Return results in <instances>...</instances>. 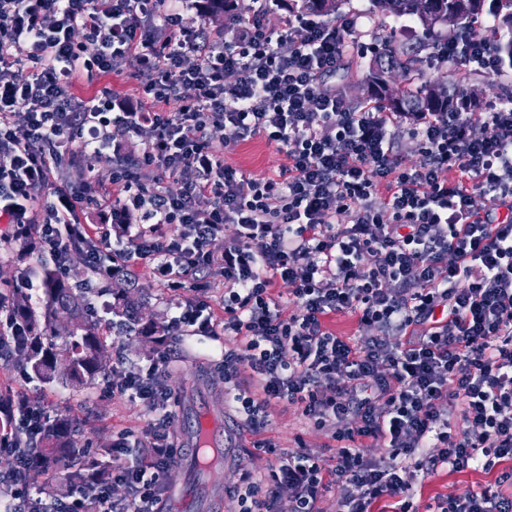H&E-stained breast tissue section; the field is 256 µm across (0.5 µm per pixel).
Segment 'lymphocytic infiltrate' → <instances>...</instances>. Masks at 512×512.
Masks as SVG:
<instances>
[{"label":"lymphocytic infiltrate","instance_id":"lymphocytic-infiltrate-1","mask_svg":"<svg viewBox=\"0 0 512 512\" xmlns=\"http://www.w3.org/2000/svg\"><path fill=\"white\" fill-rule=\"evenodd\" d=\"M205 16L204 0H0V223L7 239L49 253L65 275L69 247L83 250L101 280L140 269L180 291L206 272L224 225V318L206 302L186 303L168 328L185 336L234 339L224 376L246 415L255 447L264 411L288 402L330 431L331 460L307 448L280 454L271 482L242 468L238 488L249 512H322L335 493L338 512H369L382 497L406 495L418 478L512 461V102L492 112L350 110L322 77L336 70L356 22L262 10L226 39L221 28L185 25ZM438 60L485 74L499 70L494 48L451 35L436 39ZM132 66L151 72L138 105L102 93L71 99L86 74ZM422 146L417 165L393 151L398 129ZM264 135L285 149L279 175L253 179L214 148L221 136ZM84 136L75 189L49 191L63 147ZM138 138L134 165L117 164L111 191L92 162ZM459 170L461 179L449 178ZM177 180L179 191L166 183ZM488 196L480 211L474 194ZM385 196L377 206V196ZM92 205L110 221L82 222ZM133 248L113 249L112 227ZM113 251L109 265L98 256ZM287 283L297 311L282 317L274 282ZM354 313L367 333L351 340L325 320ZM398 336V344L387 336ZM167 352L125 373L114 391L154 414L149 442L132 461L114 457L112 476L129 493L114 501L90 486L84 498L43 512H163V474L176 457L177 399L161 380ZM383 447L375 458L355 439ZM512 469L478 492L438 502L439 512H512Z\"/></svg>","mask_w":512,"mask_h":512}]
</instances>
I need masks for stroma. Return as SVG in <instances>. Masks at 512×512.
Wrapping results in <instances>:
<instances>
[{"label": "stroma", "instance_id": "1", "mask_svg": "<svg viewBox=\"0 0 512 512\" xmlns=\"http://www.w3.org/2000/svg\"><path fill=\"white\" fill-rule=\"evenodd\" d=\"M370 0H346L343 15L358 17V29L347 39V55L343 68L328 76L329 84L352 105L362 104L366 90L360 83L359 74L365 73L371 60L372 50L378 45L379 36L386 35L396 41H410L419 33L418 26L410 20L370 14ZM357 71V78H349L347 70ZM146 72L125 69L107 77H95L77 81L71 90L76 100L90 97L102 88H109L115 94L137 96L142 84L149 81ZM216 150L223 153L227 163L246 172L247 176L263 178L278 175L286 163L285 153L277 145L268 143L264 136L245 138H224L214 143ZM48 253L29 251L22 242L7 243L0 239V285L14 279L19 270L50 262ZM138 284L147 300L148 314L161 319H170L176 307L196 298V286H203L215 316L224 314V273L221 266L213 270L202 284L187 281L180 292L174 293L157 281L148 270H141ZM233 339L221 336L203 338L200 336H172L167 348L171 362L164 380L180 395L176 411L175 431L184 435V422L196 407L204 403L221 405L224 409L227 442L224 450V496L216 512H247L248 505L238 497L234 486L241 467L252 470L258 483L268 479L267 454H256L253 437L246 424L245 415L238 411L228 399V383L224 380V369L218 359L224 349L233 347ZM0 389L10 392L22 391L32 397H46L50 401V413L66 415L74 424L78 448L82 456L96 458L104 464H112L118 442L128 447L141 445L146 439L148 425L153 414L139 401L129 395L115 392L106 393L102 380H95L89 388L73 392L58 384L45 385L25 376L21 369L0 360ZM267 438L271 439L278 451L296 449L306 444L311 453L330 458L334 449L326 445L327 438L318 431L313 420L305 417L296 407L276 404L266 411ZM496 472L467 469L453 472L447 469L414 484L413 503L417 512H435L437 502L448 494L478 492L496 479Z\"/></svg>", "mask_w": 512, "mask_h": 512}]
</instances>
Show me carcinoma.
<instances>
[{
    "mask_svg": "<svg viewBox=\"0 0 512 512\" xmlns=\"http://www.w3.org/2000/svg\"><path fill=\"white\" fill-rule=\"evenodd\" d=\"M496 5L495 25L488 40L492 43L501 68L512 70V0H370L375 14L407 18L421 27L416 44L408 48L385 37L361 83L367 99L391 112H447L467 106L469 84L480 76L474 68H449L450 82L421 81L420 65L432 58V32L447 27L470 37H479L471 21L482 14L485 2ZM344 0H296L297 13L315 18L340 14ZM213 16L230 19L237 14L238 0H211ZM85 278L71 282L57 277L53 270L38 271L42 298L32 301L24 288L11 291L9 309L19 323L18 334L0 348L5 360L21 366L30 375L46 383H60L80 392L106 371L112 356V341L102 338L89 313L91 297L106 296L107 310L126 321L127 332L153 347L158 345L164 324L144 318L132 296L135 286L119 274L112 281L96 285L90 269ZM0 439L16 448L25 439L10 424L0 421ZM77 447L75 431L67 417L60 415L40 425L39 457L31 470L38 476L59 475L67 485L84 489L86 472L95 469L101 479L107 472L91 458H77L65 452Z\"/></svg>",
    "mask_w": 512,
    "mask_h": 512,
    "instance_id": "carcinoma-1",
    "label": "carcinoma"
}]
</instances>
